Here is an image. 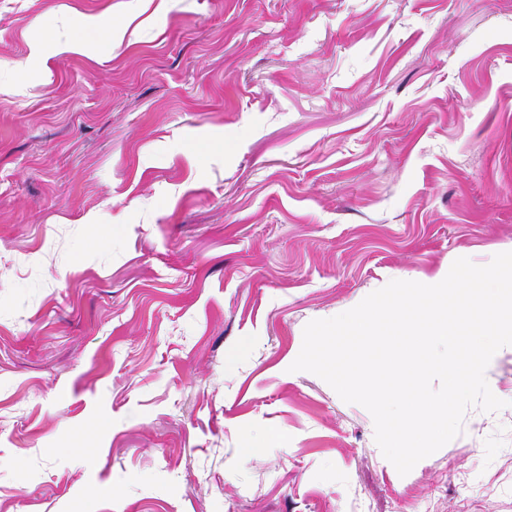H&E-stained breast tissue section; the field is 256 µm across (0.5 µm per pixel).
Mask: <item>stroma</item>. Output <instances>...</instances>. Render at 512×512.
I'll return each mask as SVG.
<instances>
[{"mask_svg": "<svg viewBox=\"0 0 512 512\" xmlns=\"http://www.w3.org/2000/svg\"><path fill=\"white\" fill-rule=\"evenodd\" d=\"M508 251L512 0H0V512H512V346L404 476L290 369ZM285 433L279 429H268L260 438L250 442L246 448H241L242 457L246 460L259 456L260 448H265L269 444L280 443L284 441Z\"/></svg>", "mask_w": 512, "mask_h": 512, "instance_id": "35a3bbf8", "label": "stroma"}]
</instances>
